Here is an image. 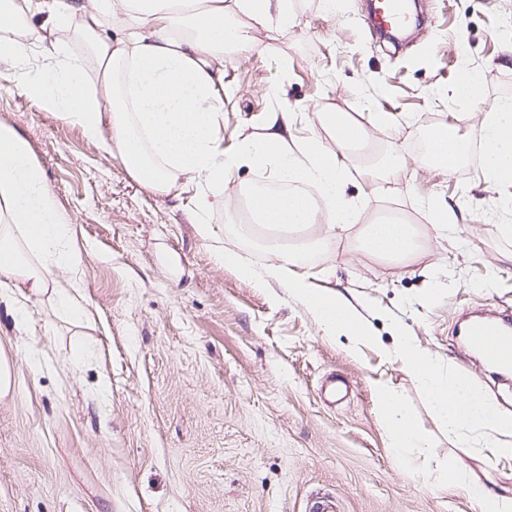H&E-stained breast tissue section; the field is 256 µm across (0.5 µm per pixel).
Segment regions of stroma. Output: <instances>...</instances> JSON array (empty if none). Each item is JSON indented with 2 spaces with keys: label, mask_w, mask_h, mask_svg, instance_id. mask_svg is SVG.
Instances as JSON below:
<instances>
[{
  "label": "stroma",
  "mask_w": 512,
  "mask_h": 512,
  "mask_svg": "<svg viewBox=\"0 0 512 512\" xmlns=\"http://www.w3.org/2000/svg\"><path fill=\"white\" fill-rule=\"evenodd\" d=\"M419 2L425 25L395 45L371 33L366 0H338L333 17L322 0H292L297 25L253 29L252 48L224 65L225 150L275 112H289L292 144L328 139L319 113L367 124L384 112L388 122L369 130L372 152L394 148L410 160L383 183L365 177L370 154L343 156L362 221L304 269L368 320L377 341L357 348L326 337L287 289L256 287L217 263V248L257 266L270 256L236 233L225 210L208 215L215 240L203 242L190 211L194 185L154 191L0 75V123L27 139L75 220L89 316L77 324L34 302L22 334L0 302V350L15 378L0 399V512H310L318 494L335 497L339 512H481L467 490L426 482L425 471L450 462L491 492L512 491V452L449 436L419 384L388 357L398 321L512 414V382L471 366L459 337L463 313L512 311L504 190L470 158L450 175L413 163L434 126L470 133L488 106L512 100V0ZM465 64L480 82L470 104L445 95ZM432 201L458 219L447 237L427 220ZM388 213L418 230L420 252L407 264L357 248L362 223ZM78 339L89 354L75 363ZM333 373L351 392L329 407L317 391ZM377 380L413 413L426 456L393 455L374 407Z\"/></svg>",
  "instance_id": "obj_1"
}]
</instances>
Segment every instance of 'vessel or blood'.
Listing matches in <instances>:
<instances>
[{
  "mask_svg": "<svg viewBox=\"0 0 512 512\" xmlns=\"http://www.w3.org/2000/svg\"><path fill=\"white\" fill-rule=\"evenodd\" d=\"M405 0H380L369 21L381 32L400 30L404 21ZM467 346L487 362L508 371L512 369V315L478 316L465 330Z\"/></svg>",
  "mask_w": 512,
  "mask_h": 512,
  "instance_id": "b4317fda",
  "label": "vessel or blood"
}]
</instances>
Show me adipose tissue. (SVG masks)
Returning <instances> with one entry per match:
<instances>
[{
	"mask_svg": "<svg viewBox=\"0 0 512 512\" xmlns=\"http://www.w3.org/2000/svg\"><path fill=\"white\" fill-rule=\"evenodd\" d=\"M296 22L288 0H0V64L10 70L15 89L78 125L89 142L117 153L143 184L160 193L181 180L195 184L193 211L202 240L212 236L207 215L224 207L215 185L228 171L270 166L278 178L304 183L301 191L253 189L246 195L247 218L236 229L271 253V262L256 268L224 251L217 259L258 287L288 288L313 312L325 336L359 344L371 341L372 331L345 296L315 288L297 270L323 240L339 237L359 220L362 202L346 197L348 172L339 157L368 142L367 127L346 113L323 112L319 119L329 141L311 139L293 148L283 134L287 121L274 118L233 152L215 133L225 57L251 46L253 27ZM116 25L123 30L118 38L112 35ZM63 30L72 31L81 52L60 39ZM33 46L40 59L30 55ZM89 68L96 73L92 87L83 81ZM476 143L487 176L505 189L503 208L511 211V99L494 103L475 132L435 128L426 158L450 172ZM73 226L27 140L0 123V280L16 329L29 321L28 303L44 298L68 318L81 319L83 254ZM360 247L401 264L419 250L417 230L400 219L381 220L366 225ZM399 341L393 358L418 382L449 434L464 440L476 432L495 448L512 435V418L485 394L407 336ZM372 395L393 454L402 461L423 454L428 441L400 395L381 382Z\"/></svg>",
	"mask_w": 512,
	"mask_h": 512,
	"instance_id": "ef3b65f1",
	"label": "adipose tissue"
}]
</instances>
